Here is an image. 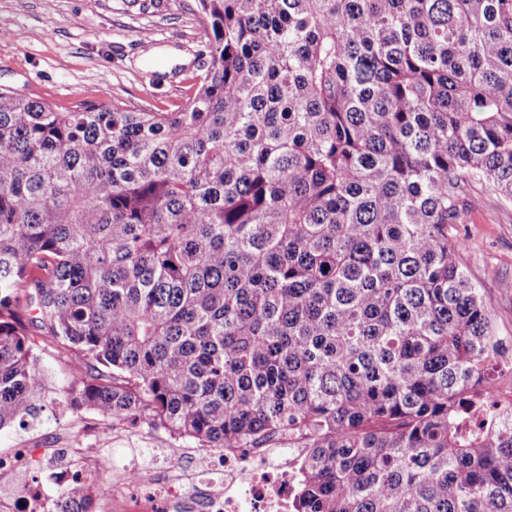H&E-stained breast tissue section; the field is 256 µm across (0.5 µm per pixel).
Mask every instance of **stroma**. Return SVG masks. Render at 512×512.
Masks as SVG:
<instances>
[{"label":"stroma","instance_id":"stroma-1","mask_svg":"<svg viewBox=\"0 0 512 512\" xmlns=\"http://www.w3.org/2000/svg\"><path fill=\"white\" fill-rule=\"evenodd\" d=\"M207 39L195 0H0V88L8 87L66 111L86 101L109 107L176 110L194 93ZM163 49L147 63L140 44ZM470 211L459 231L463 262L480 289L507 348L498 387L512 389V205L485 183L467 187ZM168 434L141 428L117 432L93 411L46 407L28 429L0 430V454L57 448L60 462L82 465L84 449L102 448L123 465L130 448H172Z\"/></svg>","mask_w":512,"mask_h":512}]
</instances>
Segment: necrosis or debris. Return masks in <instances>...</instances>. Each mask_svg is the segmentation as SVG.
Segmentation results:
<instances>
[{"instance_id": "obj_1", "label": "necrosis or debris", "mask_w": 512, "mask_h": 512, "mask_svg": "<svg viewBox=\"0 0 512 512\" xmlns=\"http://www.w3.org/2000/svg\"><path fill=\"white\" fill-rule=\"evenodd\" d=\"M198 478L172 474L171 449L158 463L122 471L129 496L148 500L154 512H177L187 502L198 512H292L306 451L302 448H198Z\"/></svg>"}]
</instances>
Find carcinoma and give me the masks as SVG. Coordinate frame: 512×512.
<instances>
[{"instance_id":"cac0c4a2","label":"carcinoma","mask_w":512,"mask_h":512,"mask_svg":"<svg viewBox=\"0 0 512 512\" xmlns=\"http://www.w3.org/2000/svg\"><path fill=\"white\" fill-rule=\"evenodd\" d=\"M197 10L175 112L0 88V430L51 404L275 437L308 449L294 512H512L501 339L451 233L470 184L512 204V0ZM42 359L44 365L54 373L53 383L57 388L66 387L71 382V370L64 355L49 349L44 351Z\"/></svg>"}]
</instances>
